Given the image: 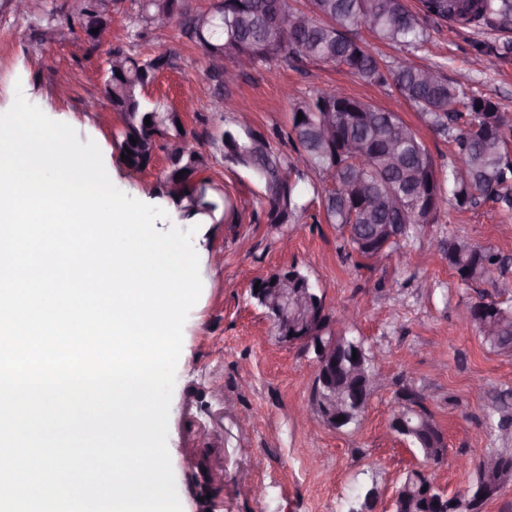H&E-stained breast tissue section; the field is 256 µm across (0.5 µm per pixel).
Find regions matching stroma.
<instances>
[{"instance_id":"obj_1","label":"stroma","mask_w":512,"mask_h":512,"mask_svg":"<svg viewBox=\"0 0 512 512\" xmlns=\"http://www.w3.org/2000/svg\"><path fill=\"white\" fill-rule=\"evenodd\" d=\"M139 2L112 0V36L96 48L76 31L64 30L50 45L41 41L46 26L63 27L80 0H44L30 16L0 0V113L23 93L50 119L73 127L80 142L97 143L118 189L165 210L157 230L195 231L202 291L183 329L167 440L184 512H358L370 489L378 496L375 512H392L397 487L419 468L445 494L461 491L481 457L512 452V428L497 426L501 414L512 415V357L490 351L462 320L467 304L496 293L482 283L461 285L442 248L451 235L494 248L512 278V224L503 223L500 205L481 199L462 210L448 208L380 261L347 253L339 231L325 220L320 177L303 163L290 135L288 94L308 99L338 88L396 113L417 130L441 176L455 159L451 139L429 128L394 84L371 85L342 67L309 60L249 70L215 98L204 56L178 27L129 38L127 22ZM428 29L430 41L413 62L512 109V52L480 55L474 49L478 42L502 46L512 32L442 22ZM115 48L137 58L169 51V65L145 89V98L166 102L194 131L213 195L228 199L235 216L220 213L198 226L183 219L161 192L165 151H157L144 172L128 173L114 140L121 119L111 116L102 86L92 78ZM243 106L253 129L269 136L299 170L307 206L300 223H268L258 176L224 162L215 150L224 125ZM291 266L322 295L329 332L360 340L389 377L387 386L372 392L358 421L339 430L306 411L314 351L279 342L264 309L250 297L255 282ZM402 393L421 396L442 431L441 466L423 468L418 451L390 431ZM242 469L253 489L237 484Z\"/></svg>"}]
</instances>
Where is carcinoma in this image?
Instances as JSON below:
<instances>
[{
	"mask_svg": "<svg viewBox=\"0 0 512 512\" xmlns=\"http://www.w3.org/2000/svg\"><path fill=\"white\" fill-rule=\"evenodd\" d=\"M270 0H224V17L218 24L206 21L205 14L188 17L180 24L182 35L196 44L205 56L218 47L233 60L250 56L252 67L273 61L309 59L339 65L364 81L379 86L390 82L420 111L425 122L437 132L448 134L456 146L457 163L448 178H439L427 148L413 129L409 136L395 140L397 128H407L399 116L349 96L319 94L294 104L290 135L295 138L306 162L320 172L334 171L336 181L356 186L352 194L330 189L323 196L327 223L347 234L345 245L362 259L369 255L358 248L359 239L373 237L390 224L401 225L400 232L385 250H394L410 239L419 226L432 224L442 207L453 200L458 208L483 199L501 205L504 215L512 211V112L489 98L468 94L448 81L437 70L399 65L384 70L371 54L370 47L357 36L368 25L380 40L417 49L428 41L426 21L437 20L461 27H489L512 30V0H419V13L410 12L404 0H310L307 23L283 35L268 22ZM104 0H82L75 23L86 29L106 12ZM189 10L187 0H141L137 16L130 21L128 35L143 38L155 28L161 16ZM119 66L106 65L104 91L112 110L120 115L122 128L116 135L120 153L127 154V169L143 171L155 155L157 141H165L170 166L161 186L178 180L181 194L170 201L188 218L205 221L214 217L219 203L199 188L208 182L202 176L204 156L190 144L194 133L179 130L172 110L160 101L146 103L141 90L160 68L169 64L162 52L138 59L121 51L109 52ZM302 120H297V115ZM150 117V125L144 124ZM331 127L325 136L323 124ZM136 143H130V139ZM358 142L370 159L359 168L342 151L343 145ZM224 159L252 170L264 183L262 203L268 223L288 224L307 211L297 182L288 181L285 196L274 195L283 178L294 171L292 163L275 151L269 138L248 124L236 121L219 138ZM444 256L467 285L486 281L492 268H502L493 249L474 247L456 237L445 241ZM298 277L288 269L260 281L253 298L263 304V295L275 287L279 277ZM470 322L483 342L493 351L512 356V308L480 299L468 307ZM357 356H352V353ZM373 370L363 344L342 336L336 347V371L332 383L344 401L342 425L357 421L369 391L364 375ZM401 435L411 441L423 461L439 465L445 445L431 416L418 401L403 409ZM497 481L504 487L512 483V453H497ZM485 498L472 499L464 489L449 497L429 484L421 473L412 470L398 487L394 512H482Z\"/></svg>",
	"mask_w": 512,
	"mask_h": 512,
	"instance_id": "obj_1",
	"label": "carcinoma"
}]
</instances>
